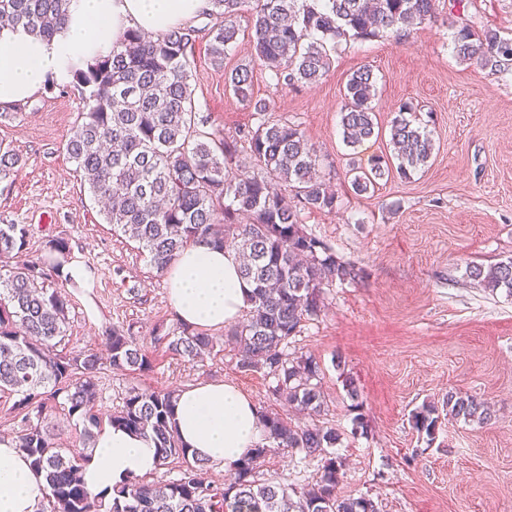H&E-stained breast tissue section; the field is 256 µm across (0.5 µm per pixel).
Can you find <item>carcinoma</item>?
<instances>
[{
	"label": "carcinoma",
	"instance_id": "carcinoma-1",
	"mask_svg": "<svg viewBox=\"0 0 512 512\" xmlns=\"http://www.w3.org/2000/svg\"><path fill=\"white\" fill-rule=\"evenodd\" d=\"M71 0H0V19L51 38L65 24ZM214 23L182 27L158 36L128 32L112 53L76 68L78 83L89 89L88 104L66 143V153L89 191L102 203L112 230L138 242L159 272L186 247L209 241L227 243L243 258L242 276L252 286L251 307L225 337L182 327L168 343L180 358L195 360L229 343L241 352L240 372L264 371L275 380L272 395L311 417L295 424L261 410L265 444L241 462L233 481L208 476V463L189 456L173 425L176 392L132 387L121 409L103 415L97 408L101 370L145 371L148 350L122 328L105 337L106 354L68 347L71 293L61 267L72 259L69 243L50 236L43 253L27 251L24 224H0V394L19 396L13 405V441L45 480L40 512H379L367 496H342L345 462L332 448L342 433L323 425L320 367L314 358L285 352L303 323L321 312L324 286L362 278L363 269L342 260L326 242L303 227L305 212L336 210L337 196L319 174L318 156L302 129L269 120V104L253 100V71L244 65L225 73V84L253 107L258 123L243 132L250 165L239 162L237 141L208 128L193 110L190 84L192 48L207 42L212 61L224 57L236 39V18L250 12L252 58L269 72L277 91L318 83L331 56L351 39L371 40L392 33L401 38L440 16V0H210ZM454 28L458 61L495 72L512 65V38L495 29L463 21ZM376 78L368 67L347 79L341 127L344 143L360 146L375 134ZM403 104L391 121L390 143L396 167L382 156L359 168L350 181L361 195L376 180L397 172L408 179L426 166L433 135L405 114ZM21 159L0 145V179L9 178ZM467 277L491 292L512 297V257L488 268L471 265ZM351 400L352 433H365L360 392L345 379ZM448 416L484 424L490 407L473 395L450 392ZM61 414L87 445L102 419L154 441L159 466L181 463L178 478H136L103 501L85 487L86 456L59 448L48 416ZM415 429L435 439L440 415L433 404L411 414ZM303 452L323 464L312 482L285 484L262 478L260 468L273 450Z\"/></svg>",
	"mask_w": 512,
	"mask_h": 512
}]
</instances>
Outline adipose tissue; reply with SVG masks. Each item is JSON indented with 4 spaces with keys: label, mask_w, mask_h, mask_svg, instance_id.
<instances>
[{
    "label": "adipose tissue",
    "mask_w": 512,
    "mask_h": 512,
    "mask_svg": "<svg viewBox=\"0 0 512 512\" xmlns=\"http://www.w3.org/2000/svg\"><path fill=\"white\" fill-rule=\"evenodd\" d=\"M209 0H71L68 19L49 40L25 28H0V107L30 98L47 77L107 55L130 29L160 35L209 10ZM177 319L196 329L234 324L249 308L250 286L232 247L197 243L165 268ZM174 419L191 456L234 470L261 445L265 427L256 404L230 382L205 380L181 391ZM159 459L153 441L107 426L85 462L88 488L103 498L132 478L151 476ZM45 482L11 439L0 440V512H38Z\"/></svg>",
    "instance_id": "adipose-tissue-1"
}]
</instances>
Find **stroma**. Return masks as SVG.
<instances>
[{
	"label": "stroma",
	"instance_id": "1",
	"mask_svg": "<svg viewBox=\"0 0 512 512\" xmlns=\"http://www.w3.org/2000/svg\"><path fill=\"white\" fill-rule=\"evenodd\" d=\"M463 4L462 18L512 31V0ZM237 27L223 67L213 65L203 40L190 58L195 108L228 138L257 122L224 85L225 72L250 60L249 13L238 16ZM363 66L377 79L379 134L354 149L342 140L341 107L349 75ZM253 89L269 101L273 119L300 125L321 167L335 169L336 210L304 213L306 231L365 271L359 281L326 286L320 315L289 345L320 365L327 402L320 420L342 433L335 448L345 461L341 494L369 496L380 512H512V298L465 275L469 265L512 257V69L460 63L450 28L437 22L401 39L348 43L333 55L327 77L295 92L275 91L267 71L254 67ZM85 95L74 76H53L33 97L0 109V142L21 158L17 173L0 180V223L26 225L31 254L58 235L90 265L88 287L71 291V344L102 349L119 326L147 345L151 370L102 374L99 408H120L136 385L183 391L220 379L259 408L294 417L272 396L271 377L237 370L233 346L187 361L156 342L157 332L181 331L164 275L136 242L104 223L64 148ZM406 102L433 132L429 163L410 179L386 176L369 193H350L351 168L389 155L390 123ZM348 377L369 421L364 435L351 432ZM451 391L481 397L492 419L478 425L446 417L427 440L411 414ZM321 465L317 457L276 451L263 473L305 483Z\"/></svg>",
	"mask_w": 512,
	"mask_h": 512
}]
</instances>
